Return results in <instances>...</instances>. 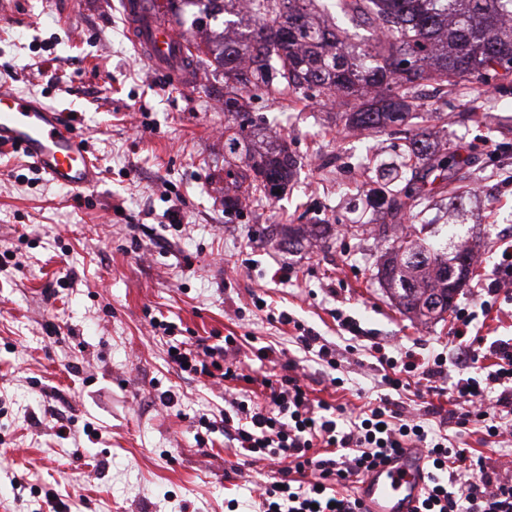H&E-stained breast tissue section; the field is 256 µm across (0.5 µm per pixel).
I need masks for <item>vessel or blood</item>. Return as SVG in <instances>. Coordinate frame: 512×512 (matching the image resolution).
<instances>
[{
	"instance_id": "b4317fda",
	"label": "vessel or blood",
	"mask_w": 512,
	"mask_h": 512,
	"mask_svg": "<svg viewBox=\"0 0 512 512\" xmlns=\"http://www.w3.org/2000/svg\"><path fill=\"white\" fill-rule=\"evenodd\" d=\"M124 7L140 54L154 69L167 73L173 85L190 87L189 70L177 67L173 57L183 40L171 17L131 0ZM0 146L22 150L59 187L85 190L99 181V167L87 155L82 137L64 123L57 109L34 97L0 90ZM428 471L422 449H404L367 472L358 495L367 512H413Z\"/></svg>"
}]
</instances>
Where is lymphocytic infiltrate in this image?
<instances>
[{"label": "lymphocytic infiltrate", "instance_id": "1", "mask_svg": "<svg viewBox=\"0 0 512 512\" xmlns=\"http://www.w3.org/2000/svg\"><path fill=\"white\" fill-rule=\"evenodd\" d=\"M455 320L453 363L441 352L421 359L413 351L396 354L373 343L385 392L356 414L339 405L314 404L295 361H285L277 372L242 373L235 361L240 344L231 335L214 345L175 342L170 360L188 374L217 373L225 380L263 385V402L232 391L220 421L204 423L210 431L222 427L251 460L284 459L278 480L257 490L259 512H364L361 499L349 491L353 479L406 448L426 449L429 458L415 512H512V477L486 472L467 440L476 426L485 437L512 444V338L495 340L484 352L481 337L473 333L474 315L461 308ZM452 364L459 371L454 380L448 375ZM414 373L424 382L420 419L395 398L408 389L407 377ZM442 396L452 405L451 436L426 421Z\"/></svg>", "mask_w": 512, "mask_h": 512}]
</instances>
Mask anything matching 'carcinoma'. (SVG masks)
<instances>
[{"label": "carcinoma", "instance_id": "obj_1", "mask_svg": "<svg viewBox=\"0 0 512 512\" xmlns=\"http://www.w3.org/2000/svg\"><path fill=\"white\" fill-rule=\"evenodd\" d=\"M174 16L185 22L187 9L222 18V29L198 53L224 73V112L245 114L242 93L311 95L324 102H362L342 113L347 129L377 130L403 124L425 82L446 86L457 80L484 84L512 74V0H336L345 16L373 28V42L361 48L346 42L336 24L322 18L316 0H245L252 24L235 36L240 0H170ZM430 135L416 132L408 155L423 157L431 170L460 168L466 159L455 152L438 155ZM245 150L244 169L224 161V211L236 213L241 198L270 199L296 174V159L278 137L265 147L244 145L240 136L224 141V153ZM424 184L385 185L378 204L393 215L414 208ZM474 247L449 253L408 235L392 242L378 269L387 291L407 314L428 321L451 307L453 278L466 285Z\"/></svg>", "mask_w": 512, "mask_h": 512}]
</instances>
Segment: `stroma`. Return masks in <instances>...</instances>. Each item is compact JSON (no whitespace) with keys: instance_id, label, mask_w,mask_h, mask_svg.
<instances>
[{"instance_id":"obj_1","label":"stroma","mask_w":512,"mask_h":512,"mask_svg":"<svg viewBox=\"0 0 512 512\" xmlns=\"http://www.w3.org/2000/svg\"><path fill=\"white\" fill-rule=\"evenodd\" d=\"M194 67L205 81L168 85L136 53L120 0H0V86L63 111L101 173L93 189L69 191L22 151L0 150V512H36L51 496L62 512H229L272 482L279 461H243L222 432L202 430L200 418L224 408L225 382L181 372L169 338L251 336L242 366L269 345L317 373L278 321L288 313L336 349L354 385L313 382V399L353 406L355 387L378 390L371 337L451 352L459 307L477 312L485 342L512 336V316L480 313L481 284L512 244V75L418 90L413 129L469 163L427 177L421 204L397 222L426 243L476 241L481 256L454 310L424 323L377 277L379 172L427 170L406 158L404 132L347 130L343 105L251 93L253 118L301 169L280 198L230 216L224 77ZM452 183L468 188L455 203ZM291 224L316 238L301 250L274 241Z\"/></svg>"}]
</instances>
